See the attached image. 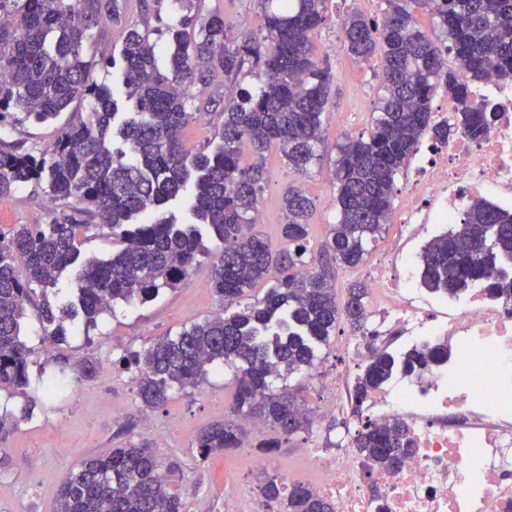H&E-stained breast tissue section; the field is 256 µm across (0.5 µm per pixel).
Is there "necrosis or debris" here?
Instances as JSON below:
<instances>
[{
	"mask_svg": "<svg viewBox=\"0 0 512 512\" xmlns=\"http://www.w3.org/2000/svg\"><path fill=\"white\" fill-rule=\"evenodd\" d=\"M492 113L475 139L457 131L424 140L400 192L401 226L446 228L471 204L512 208V82L475 86ZM375 307L364 333L337 350L352 364L374 348L402 352L447 344V361L396 374L370 404L378 424L402 423L414 452L398 469L358 463L352 453L303 455L310 483L334 512H512V299L475 284L456 298L430 299L416 258L396 244L389 266L365 270ZM352 375L321 381V418L352 412Z\"/></svg>",
	"mask_w": 512,
	"mask_h": 512,
	"instance_id": "1",
	"label": "necrosis or debris"
}]
</instances>
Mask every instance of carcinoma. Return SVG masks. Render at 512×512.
I'll return each mask as SVG.
<instances>
[{
    "mask_svg": "<svg viewBox=\"0 0 512 512\" xmlns=\"http://www.w3.org/2000/svg\"><path fill=\"white\" fill-rule=\"evenodd\" d=\"M377 22L360 12L342 19L344 48L362 64L380 61L383 81L368 135L336 141L333 182L336 223L329 225L317 270L307 256L313 203L301 189L284 196L288 221L274 248L254 231L267 172L264 152L277 146L294 172L306 176L323 158V116L333 78L317 59L311 36L325 21L326 0H288L264 8L262 39L230 35L214 13L187 37L194 18L167 29V69L157 65L155 44L135 25L123 23L117 0H0V123L46 122L73 102H93L87 117L62 132L49 152L0 139V200L28 182L45 185L54 200L78 206L64 221L20 224L0 241V390L27 395L30 348L21 323L34 310L42 342L65 338V310L55 311L47 290L80 255L79 234L93 225L112 229L119 248L90 260L79 274L77 304L86 329L117 303L146 304L160 290L211 258V288L223 313L165 336L127 360L139 373L144 408L166 404L173 389H196L209 368L222 362L233 371L230 413L201 429L200 460L239 448L252 418L284 435L312 424L298 410L295 392L274 391V380L310 373L319 350L343 323L365 330L370 288L354 282L344 303L336 297V271L358 266L367 246L389 223L396 182L426 135L446 141L455 126L474 138L492 116L473 100L472 87L512 81V0H384ZM102 14L124 24L122 82L134 118L119 128L123 149L110 139L119 115L113 93L90 80L85 49ZM429 19V29L418 15ZM454 67H448V59ZM250 67L259 86L224 99V123L214 151L193 152L184 128L194 119L187 89L216 74L237 76ZM443 90L455 103L456 125L437 124L432 101ZM257 161L242 162L243 146ZM197 172L189 210L200 224L168 217L136 224L141 213L159 211ZM220 246L212 256L199 226ZM423 285L440 296H457L481 282L497 297L512 298V212L477 202L456 228L427 243L421 253ZM24 274H19V270ZM272 281L264 296L249 300L254 285ZM448 348H413L396 355L378 351L354 378V412L397 370L412 373L447 355ZM358 456L384 468L414 451L404 425L367 419L350 438ZM174 470L143 440L86 459L61 483L56 512H187L174 492ZM261 494L284 512H332L331 504L304 484L287 489L278 477Z\"/></svg>",
    "mask_w": 512,
    "mask_h": 512,
    "instance_id": "obj_1",
    "label": "carcinoma"
}]
</instances>
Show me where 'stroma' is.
<instances>
[{
  "instance_id": "1",
  "label": "stroma",
  "mask_w": 512,
  "mask_h": 512,
  "mask_svg": "<svg viewBox=\"0 0 512 512\" xmlns=\"http://www.w3.org/2000/svg\"><path fill=\"white\" fill-rule=\"evenodd\" d=\"M123 9L125 23L137 24L157 43V57L162 62L168 56L166 28L178 24L188 12L201 18L222 14L238 36L260 34V0H193L188 9L182 7L180 0H125ZM355 9L354 0H327L326 20L313 35L320 61L334 76L324 124L327 152L321 166L303 178L289 169L278 150L265 155L269 172L261 199L265 221L256 230L273 245H280V226L286 221L283 196L289 187L302 186L313 202L308 242V253L313 258L319 254L329 224L336 219V188L331 176L336 157L334 145L342 136L355 137L367 132L381 80L379 67L355 62L340 47L343 39L340 20ZM122 31V25L113 24L105 17L91 31L94 55L91 77L113 91L121 83L118 61ZM333 42L338 45L334 52L328 49ZM254 84V78L245 71L233 84L219 74L208 86L192 88L189 109L197 117L184 130L188 149L195 151L209 144L217 145L225 95ZM86 110V104L76 102L53 121L44 124L29 121L5 127L0 130V138L18 140L29 148L45 151ZM67 212V207L53 201L42 185L21 184L8 200L0 201V236H8L14 225L48 224ZM219 311L220 304L210 288L207 272L200 269L175 287L162 289L149 303L115 305L113 312L99 318L95 329H86L79 317L67 320V340L54 346L48 359L42 355L41 324L35 316H27L22 334L33 350L27 393L21 396L0 390V415L18 420L17 426L0 440V512H54L63 475L78 468L85 457L103 455L143 439L150 441L158 458L178 463L181 478L177 489L189 512H221L225 474L252 480L251 459L266 457L270 463L268 472L274 475L281 469L300 470L302 449L327 451L348 447L350 435L344 422H337L331 428L317 420L310 430L287 437L272 453L262 454L257 447L260 440L272 437V430L258 427L250 429L242 447L200 460L195 447L198 432L223 418L230 405L232 372L224 367L210 371L200 389L173 392L164 406L154 410L142 407L137 394V372L125 367V359L154 339L176 335L185 326ZM87 359L97 366L90 377L81 370L82 362ZM347 367V361L330 345L320 350L311 376L294 375L276 381L275 386L299 389L301 398L315 408L321 403L317 378L336 375ZM51 375L66 379L68 387L47 398L42 394V384ZM29 395L35 396L37 403L31 417L23 421L19 418L20 408ZM116 402L129 408L119 425L112 420V405Z\"/></svg>"
}]
</instances>
